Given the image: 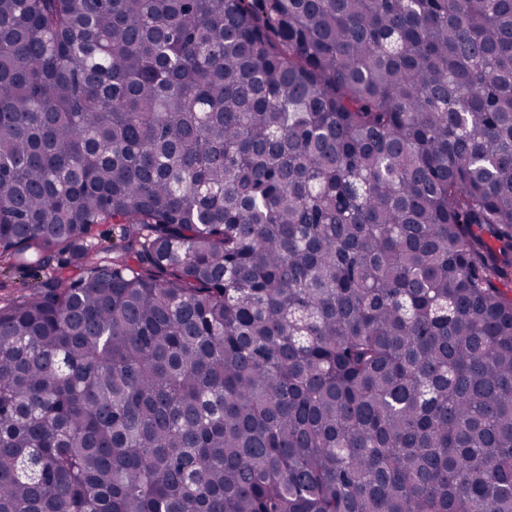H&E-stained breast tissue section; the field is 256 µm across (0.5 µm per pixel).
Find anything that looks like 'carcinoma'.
<instances>
[{
  "mask_svg": "<svg viewBox=\"0 0 512 512\" xmlns=\"http://www.w3.org/2000/svg\"><path fill=\"white\" fill-rule=\"evenodd\" d=\"M0 267V512H512V0H0ZM48 272L45 269L0 268V298L16 299L29 293L46 279Z\"/></svg>",
  "mask_w": 512,
  "mask_h": 512,
  "instance_id": "carcinoma-1",
  "label": "carcinoma"
}]
</instances>
